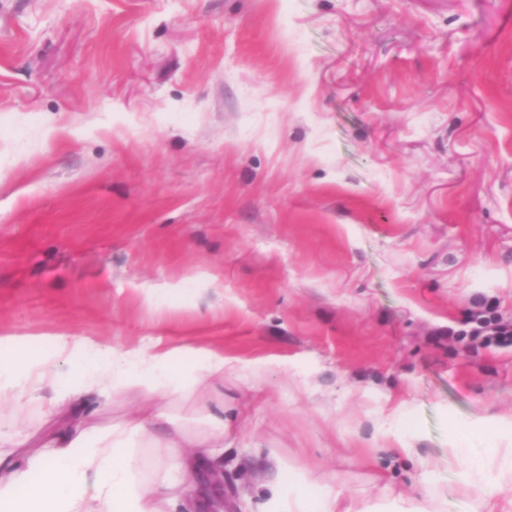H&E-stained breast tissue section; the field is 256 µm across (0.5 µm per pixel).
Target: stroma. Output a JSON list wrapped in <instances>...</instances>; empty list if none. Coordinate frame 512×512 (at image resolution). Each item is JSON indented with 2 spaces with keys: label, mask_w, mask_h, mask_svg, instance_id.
<instances>
[{
  "label": "stroma",
  "mask_w": 512,
  "mask_h": 512,
  "mask_svg": "<svg viewBox=\"0 0 512 512\" xmlns=\"http://www.w3.org/2000/svg\"><path fill=\"white\" fill-rule=\"evenodd\" d=\"M486 302L512 318V0H0V331L239 360L161 402L236 406L224 512L283 466L471 512L448 446L512 437L474 425L512 345L448 332Z\"/></svg>",
  "instance_id": "obj_1"
}]
</instances>
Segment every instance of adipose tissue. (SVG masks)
<instances>
[{"instance_id":"ef3b65f1","label":"adipose tissue","mask_w":512,"mask_h":512,"mask_svg":"<svg viewBox=\"0 0 512 512\" xmlns=\"http://www.w3.org/2000/svg\"><path fill=\"white\" fill-rule=\"evenodd\" d=\"M38 352L30 339L0 333V408L20 410L52 389L46 412L55 426L41 437L18 435L0 451V512H174L177 506H206L219 512L213 488L199 496L182 489L180 477L213 472L216 451L231 436L234 415L224 400L208 410V423L190 430L158 408L145 407L108 430L89 426L79 400L95 393L101 402L115 396L147 398L190 393L209 380L235 374L238 362L213 347L104 345L86 336L51 334ZM78 360L83 369H62ZM159 449L163 466L150 479L137 476L140 460L133 446ZM448 459L459 464L463 483L480 491L490 512H512V448H489L484 459L468 463L457 447ZM258 512H370L342 494H319L301 468L276 480Z\"/></svg>"}]
</instances>
